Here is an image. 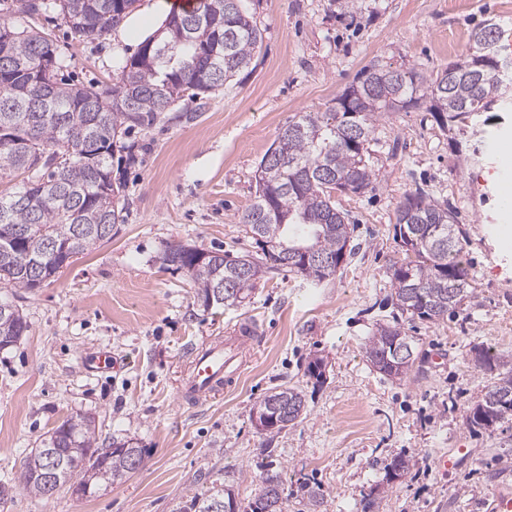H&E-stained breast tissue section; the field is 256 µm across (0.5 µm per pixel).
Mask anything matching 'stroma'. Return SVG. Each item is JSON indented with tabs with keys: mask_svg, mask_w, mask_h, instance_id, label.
<instances>
[{
	"mask_svg": "<svg viewBox=\"0 0 512 512\" xmlns=\"http://www.w3.org/2000/svg\"><path fill=\"white\" fill-rule=\"evenodd\" d=\"M262 31L251 70L202 106L175 105L127 137L137 159L115 153L112 179L129 207L110 240L75 258L40 288L0 286V302L22 311L28 331L0 351V483L12 497L0 512H185L192 496L229 485L251 500L267 468L280 471L285 512H491L512 493V420L476 431L466 417L493 378L475 348L512 356V208H505L503 146L512 109L473 115L464 132L442 131L425 109L388 112L368 145L374 181L338 197L353 229L352 255L329 279L271 273L249 301L209 311L180 271L163 269L165 246L252 252L240 222L255 194L256 169L280 130L302 112H324L374 63L431 74L466 60L472 31L503 30L512 60V0H245ZM51 33L59 77L101 92L138 50L114 33L75 39L55 10L30 19ZM424 190L448 202L466 233L463 255L476 298L450 317L409 318L392 300L389 268L403 254L394 211ZM400 325L416 360L403 379L366 357L376 324ZM249 324L256 350L235 386L199 404L176 390L188 353ZM117 366L85 369L98 351ZM323 359L324 382L307 373ZM302 390L306 408L278 434L260 432L252 410L274 389ZM94 418L100 447L133 440L144 462L129 480L80 496L62 487L39 499L18 483L27 456L62 421ZM407 456L399 478L388 465ZM449 468H442V461Z\"/></svg>",
	"mask_w": 512,
	"mask_h": 512,
	"instance_id": "stroma-1",
	"label": "stroma"
}]
</instances>
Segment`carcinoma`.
<instances>
[{"label":"carcinoma","mask_w":512,"mask_h":512,"mask_svg":"<svg viewBox=\"0 0 512 512\" xmlns=\"http://www.w3.org/2000/svg\"><path fill=\"white\" fill-rule=\"evenodd\" d=\"M243 0H198L196 8L173 14L112 77V88L97 92L57 78L52 36L18 29L11 15L33 17L54 8L80 39L100 37L120 24L137 0H14L0 15V180L14 174L21 183L0 191V285L32 290L58 274L70 254H84L112 237L125 222L123 187L112 181L115 149L136 127H149L169 105L193 103L224 89L248 69L262 46V32L242 6ZM495 23L476 28L473 52L481 42L500 43ZM476 66L450 64L436 74L373 64L364 80L346 93L350 106L326 112H302L279 133L274 151H266L255 174L252 204L240 223L260 256L248 252H212L166 247L163 268L186 273L197 288L203 310L244 302L257 278L267 272H291L323 281L336 273L348 251L349 224L335 194H358L373 182L366 159L370 134L386 112L424 108L440 129L462 128L476 112L509 91L512 80L486 79ZM65 164L51 167L53 156ZM395 236L405 257L390 267L397 307L412 318L437 321L477 297L463 260L465 232L456 212L418 189L394 212ZM275 243L304 249L332 261L287 263ZM28 330L18 308L0 312V350L15 345ZM369 362L390 378L407 375L415 361L414 341L399 326L380 325L366 348ZM478 367L498 372L488 389L512 388V367L489 349L475 350ZM305 409L294 387H280L253 409L259 430L281 432ZM512 418V396L478 403L466 417L473 429H489ZM46 448L74 458L81 467L65 473L79 492L121 483L136 472L132 456L142 449L131 441L98 446L92 421L68 419L42 447L27 457L19 482L33 496L48 498L42 479ZM233 490L214 488L190 500L188 512H236ZM248 512H285L280 473L269 470Z\"/></svg>","instance_id":"cac0c4a2"}]
</instances>
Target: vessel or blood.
Instances as JSON below:
<instances>
[{
  "label": "vessel or blood",
  "mask_w": 512,
  "mask_h": 512,
  "mask_svg": "<svg viewBox=\"0 0 512 512\" xmlns=\"http://www.w3.org/2000/svg\"><path fill=\"white\" fill-rule=\"evenodd\" d=\"M252 346L250 337L236 332L226 339L195 348L178 384V398L196 403L218 396L235 385L240 372L238 360L250 354Z\"/></svg>",
  "instance_id": "vessel-or-blood-1"
}]
</instances>
